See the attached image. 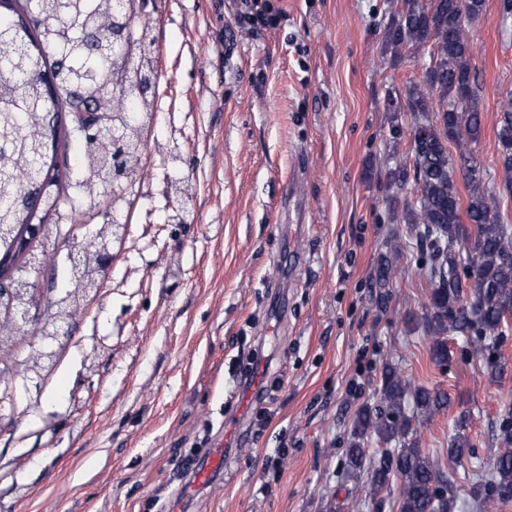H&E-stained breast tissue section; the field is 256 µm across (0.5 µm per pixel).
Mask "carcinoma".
Returning a JSON list of instances; mask_svg holds the SVG:
<instances>
[{
  "label": "carcinoma",
  "instance_id": "obj_1",
  "mask_svg": "<svg viewBox=\"0 0 512 512\" xmlns=\"http://www.w3.org/2000/svg\"><path fill=\"white\" fill-rule=\"evenodd\" d=\"M126 10V0H4L0 7V259L8 257L5 268L17 277L27 274L26 243L17 239L20 228L47 220L73 196L89 202L104 196L102 181L83 184L60 169L68 163L72 143L78 145V169L102 171L113 161L110 132L121 130L124 185L140 182L145 133L154 113L153 100L139 97L138 82L156 74L155 54L118 60L110 50L88 49L91 43L109 41L112 14ZM385 44L394 58L421 48L430 58L425 73L406 94V106L415 115L412 162L388 168L387 178L393 190L390 205L401 209L416 247L429 260L423 326L431 336V360L448 366V334L461 335L470 340L475 357L484 361L490 382L499 385L509 371L499 346L512 326V225L504 223L487 170L472 155L482 133V97L468 25L460 19V0H396ZM56 66L67 75L59 85L58 106L43 80V74ZM114 91L127 106L122 111H97L102 133L91 140L79 137L69 123L51 120L55 113L92 112ZM496 136L502 186L511 194V96L504 99ZM450 143L459 152L457 161L448 149ZM457 162L464 175V199L456 186ZM411 182L413 198L400 200L399 192ZM43 184L50 199L35 215L24 199ZM106 240H112L110 224L98 225L97 236L83 239L84 277L68 281L63 293L47 302L44 322L62 321L74 306L87 304L86 282H100L109 273L97 257ZM400 258L396 250L381 254L375 287H389ZM57 359L32 351L19 363L1 366L0 401H12L10 389L22 376L46 383ZM452 404L447 391L414 385L397 368L387 367L376 404L362 406L357 414L354 441L347 451L348 476L365 469L366 444L374 442L379 448L367 490L372 499L383 498L396 479L398 512H455L454 477L409 439L413 423L424 424ZM469 425L470 415L459 413L448 444V457L459 465L472 455ZM392 443L396 447H390ZM497 444L470 489L476 512H491L498 502L512 499V422L499 425Z\"/></svg>",
  "mask_w": 512,
  "mask_h": 512
}]
</instances>
